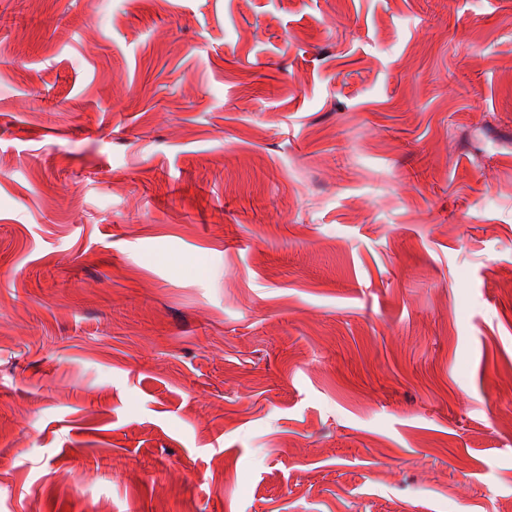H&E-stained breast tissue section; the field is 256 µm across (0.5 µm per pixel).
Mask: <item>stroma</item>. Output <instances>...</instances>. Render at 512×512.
<instances>
[{
    "label": "stroma",
    "instance_id": "stroma-1",
    "mask_svg": "<svg viewBox=\"0 0 512 512\" xmlns=\"http://www.w3.org/2000/svg\"><path fill=\"white\" fill-rule=\"evenodd\" d=\"M512 0H0V512L512 502Z\"/></svg>",
    "mask_w": 512,
    "mask_h": 512
}]
</instances>
